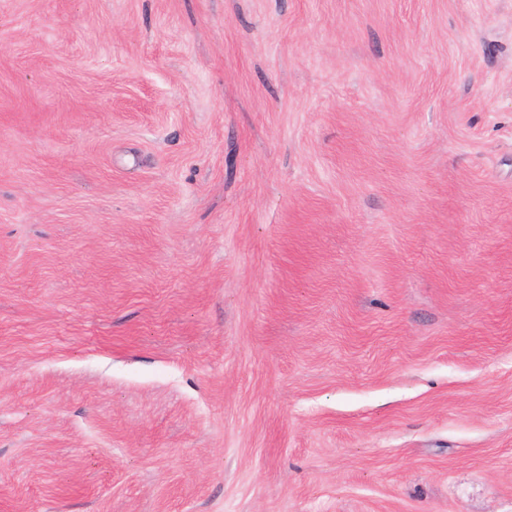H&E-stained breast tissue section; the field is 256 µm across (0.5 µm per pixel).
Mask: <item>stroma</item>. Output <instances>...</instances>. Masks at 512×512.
Segmentation results:
<instances>
[{
  "instance_id": "1",
  "label": "stroma",
  "mask_w": 512,
  "mask_h": 512,
  "mask_svg": "<svg viewBox=\"0 0 512 512\" xmlns=\"http://www.w3.org/2000/svg\"><path fill=\"white\" fill-rule=\"evenodd\" d=\"M0 512H512V0H0Z\"/></svg>"
}]
</instances>
